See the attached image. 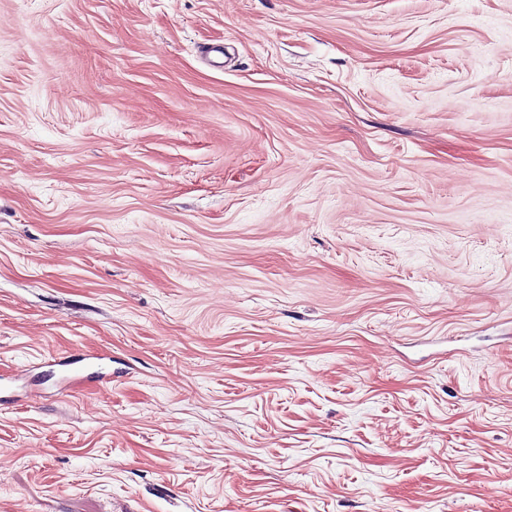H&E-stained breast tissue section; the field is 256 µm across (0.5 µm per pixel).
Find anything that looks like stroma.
Returning a JSON list of instances; mask_svg holds the SVG:
<instances>
[{
	"label": "stroma",
	"mask_w": 512,
	"mask_h": 512,
	"mask_svg": "<svg viewBox=\"0 0 512 512\" xmlns=\"http://www.w3.org/2000/svg\"><path fill=\"white\" fill-rule=\"evenodd\" d=\"M0 512H512V0H0Z\"/></svg>",
	"instance_id": "stroma-1"
}]
</instances>
